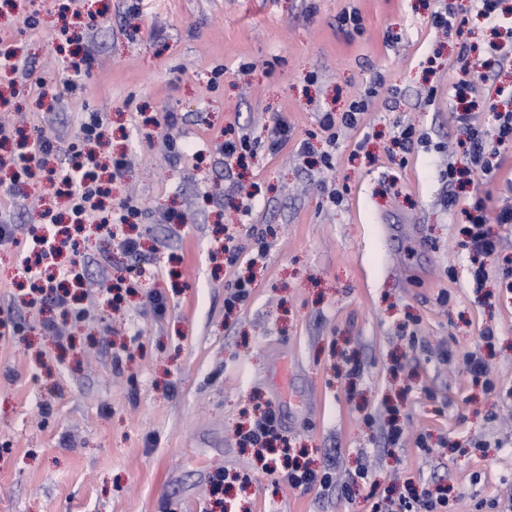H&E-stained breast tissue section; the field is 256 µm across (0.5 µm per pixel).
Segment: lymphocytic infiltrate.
Here are the masks:
<instances>
[{"label": "lymphocytic infiltrate", "mask_w": 512, "mask_h": 512, "mask_svg": "<svg viewBox=\"0 0 512 512\" xmlns=\"http://www.w3.org/2000/svg\"><path fill=\"white\" fill-rule=\"evenodd\" d=\"M492 118L494 129L487 132L472 123L470 110H463L456 115L459 127L466 137L465 154L470 168L487 178L495 176L502 150L512 147V109L493 111ZM52 151L53 145L47 139L31 141L24 138L19 142L18 152L7 159L0 157V167H12L11 186L45 180L51 186L57 187L60 193L68 197L71 212L80 231L89 233L103 229L111 223L126 224L130 219L138 217L139 209L129 198L114 203L110 216H98L97 211L102 205L101 198L111 195V188L96 183L86 159H76L56 169L49 167L48 157ZM468 207L472 210L473 216L466 230L465 248L476 255H496L500 241L493 233L492 226L496 223L512 224V205L502 206L496 213L491 214L488 213L483 199L474 198L469 201ZM43 222L48 232L41 236H32L29 242L30 250L36 251L38 258L41 259L71 251L73 257L63 275L76 282H83L87 271L78 257V241L68 236H58L53 228V216H44ZM21 273L32 290L39 292L42 304L59 309L63 316H71L78 320L83 318V309L72 306L66 294L61 293L52 279L44 277L42 270L37 266L26 260L22 261ZM279 429L280 420L277 413L269 410L248 431L245 439L254 446L272 451L271 461L274 468L284 470V478L291 487L304 490L314 486L330 487L333 482L332 475L315 471L307 463L302 462L300 452L291 448L290 444L281 443Z\"/></svg>", "instance_id": "obj_1"}]
</instances>
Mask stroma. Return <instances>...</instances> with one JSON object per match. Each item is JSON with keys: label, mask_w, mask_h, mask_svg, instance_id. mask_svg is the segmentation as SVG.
I'll return each mask as SVG.
<instances>
[{"label": "stroma", "mask_w": 512, "mask_h": 512, "mask_svg": "<svg viewBox=\"0 0 512 512\" xmlns=\"http://www.w3.org/2000/svg\"><path fill=\"white\" fill-rule=\"evenodd\" d=\"M96 2L89 23L70 0H35L28 27L0 0V51L19 65L0 82L12 102L0 118L50 137L56 165L98 117L110 151L131 161L112 196L140 214L82 244L89 281L125 274L116 245L127 237L144 271L120 308L98 296L55 336L43 328L52 310L22 283L25 249L0 245V512H372L377 495L439 487L453 512H501L512 399L484 395L463 358L482 353L512 389V224L495 226L500 252L477 286L467 217L446 204L476 195L496 210L512 179V150L493 180L448 178L463 164L449 92L458 56L490 39L491 22L473 0ZM448 4L462 6V25L434 26ZM352 11L360 27L341 24ZM76 52L93 77L38 99L39 80H75ZM355 100L368 104L362 122L330 138L321 113ZM140 111L183 122L145 125ZM277 120L288 140L275 149ZM405 125L419 141L397 142ZM243 135L254 154L240 166L220 146ZM170 138L194 153L171 152ZM46 206L64 208L49 183L22 186L0 194V222L39 229ZM171 209L185 223H166ZM237 272L252 294L229 313ZM151 289L162 312L145 308ZM267 406L315 468L343 480L362 468L366 481L345 497L264 471L239 433Z\"/></svg>", "instance_id": "35a3bbf8"}]
</instances>
